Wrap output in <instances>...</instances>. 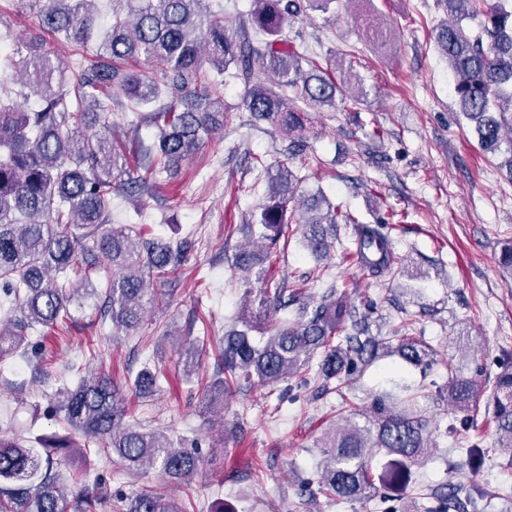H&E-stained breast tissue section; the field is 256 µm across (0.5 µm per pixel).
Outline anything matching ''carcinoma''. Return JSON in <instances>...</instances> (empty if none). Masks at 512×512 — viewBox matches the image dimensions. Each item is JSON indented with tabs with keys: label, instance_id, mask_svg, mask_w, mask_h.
Wrapping results in <instances>:
<instances>
[{
	"label": "carcinoma",
	"instance_id": "carcinoma-1",
	"mask_svg": "<svg viewBox=\"0 0 512 512\" xmlns=\"http://www.w3.org/2000/svg\"><path fill=\"white\" fill-rule=\"evenodd\" d=\"M32 2L56 41L71 44L77 53L94 43L97 51L76 70L45 41L35 40L26 44V54L10 60L21 90L0 82V291L15 313L0 325V355H26L28 329L66 321L70 295L61 278L103 298L114 336L137 329L146 305L164 300L151 278L175 273L187 261L191 244L175 248L161 238L133 234L126 224L111 223L112 193L153 195V176L177 174L204 137L224 126V80L201 84L205 66L220 76L231 66L241 72L250 117L278 126L293 155L304 156L309 149L303 136L307 109L334 108L338 97L360 101L365 96L352 67L328 71L284 35L289 20L309 10L326 13L336 0H252L256 40L230 34L224 16L211 12L207 0H121L105 26L98 18V0ZM439 2L452 21L436 29L435 43L454 75L460 111L475 123L481 148L495 153L501 149L502 129L512 128V8L501 0ZM465 21L477 22V31L467 30ZM140 57L150 70L131 69ZM114 90L157 130L145 176H133L112 139L86 133L89 123L112 114ZM21 98L33 100V106L22 107ZM257 163L268 183L259 218L261 248L240 249L233 264L246 273L256 271L259 287L247 290L250 310L241 319L243 329H232L219 341V373L209 392L222 399L242 379L272 386L308 370L316 355L324 387L363 375L381 353L421 369L433 364L437 348L413 334L411 318L388 336H368L364 320L354 318L347 302L331 291L315 299L301 288H268L261 265L285 236L298 176L285 164ZM298 224L318 261L334 248L327 227L353 224V255L362 266L384 278L402 269L387 225L358 221L320 190ZM101 258L112 275L99 289L93 274ZM295 304L299 320L274 326L260 345L253 341L250 333L263 327L270 314ZM181 366L185 377L197 374L195 344L182 349ZM158 390L159 373L149 365L124 384L89 368L76 387L56 392L72 435L35 439L46 457L26 439L1 434L0 512H186L167 497V484L189 483L201 458L175 447L164 433L144 428L135 415L136 401ZM438 398L448 409L466 414L467 430L477 427L475 413L486 401L496 423L497 447L512 449V370L498 374L489 387L463 375L450 355L448 385ZM92 444L129 470L158 466L160 482L131 497H113L99 482L68 496L60 487L63 475L52 471L50 460L62 449ZM314 447L321 456L319 489L347 501L378 498L386 503L404 500L437 443L417 394L396 399L378 393L362 409L339 415ZM459 492L450 486L428 494L436 502L431 512L461 509Z\"/></svg>",
	"mask_w": 512,
	"mask_h": 512
}]
</instances>
